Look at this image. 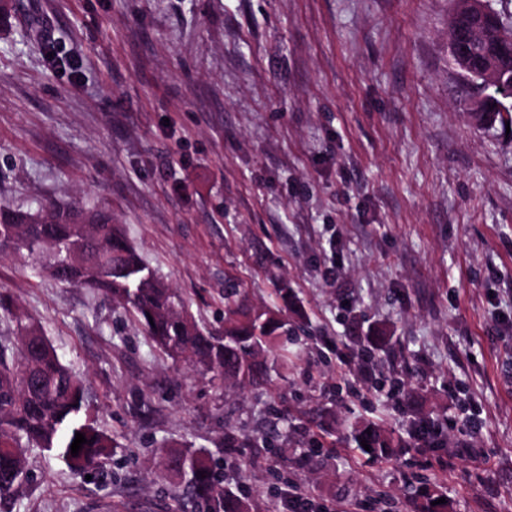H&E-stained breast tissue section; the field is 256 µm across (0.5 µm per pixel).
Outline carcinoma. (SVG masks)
Instances as JSON below:
<instances>
[{"label":"carcinoma","mask_w":512,"mask_h":512,"mask_svg":"<svg viewBox=\"0 0 512 512\" xmlns=\"http://www.w3.org/2000/svg\"><path fill=\"white\" fill-rule=\"evenodd\" d=\"M469 117L489 129L503 119L500 112H471ZM25 253L41 264L42 272L57 282L90 288L122 307L164 355L211 374L212 380L233 388L260 390L271 382L264 356L278 331L287 323L269 309L251 308L236 289L224 294V330L200 325L185 311V301L146 267L112 212L105 208L48 205L34 213L0 209V254ZM0 311L14 319L25 347L13 349L0 342V497L21 486L16 450L54 452L68 469L81 474L100 468L115 447L112 437L83 416L87 410L84 380L64 365L42 328L24 321L11 299L0 294ZM27 375L21 377L16 362ZM89 443L71 455L75 433ZM367 441L378 458L407 452L413 444L371 423L351 424V441L363 449ZM167 471L184 483L202 512H252L248 497L224 488L219 462L204 450L174 448ZM444 497L425 485L411 501L414 512H451L450 503L433 504Z\"/></svg>","instance_id":"obj_1"}]
</instances>
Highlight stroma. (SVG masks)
Returning a JSON list of instances; mask_svg holds the SVG:
<instances>
[{"instance_id": "1", "label": "stroma", "mask_w": 512, "mask_h": 512, "mask_svg": "<svg viewBox=\"0 0 512 512\" xmlns=\"http://www.w3.org/2000/svg\"><path fill=\"white\" fill-rule=\"evenodd\" d=\"M19 2L0 27V205L107 208L200 324L231 279L306 331L294 368L238 396L102 294L0 258V292L116 442L89 479L31 451L0 512H196L162 472L180 445L223 458L253 512L297 487L309 512H402L423 478L454 512H512V135L468 116L457 0ZM400 384L424 409L390 398ZM357 418L442 432L374 459L343 442ZM229 426L251 447L224 448ZM268 443L282 460L255 453Z\"/></svg>"}]
</instances>
